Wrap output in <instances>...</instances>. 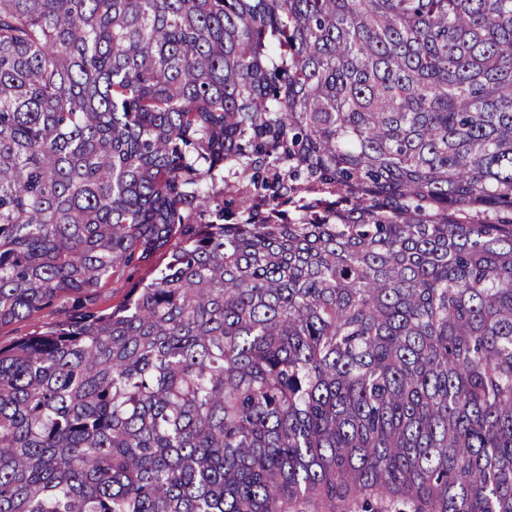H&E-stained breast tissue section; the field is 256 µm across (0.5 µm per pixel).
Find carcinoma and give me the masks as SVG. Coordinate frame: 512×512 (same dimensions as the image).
Wrapping results in <instances>:
<instances>
[{"mask_svg": "<svg viewBox=\"0 0 512 512\" xmlns=\"http://www.w3.org/2000/svg\"><path fill=\"white\" fill-rule=\"evenodd\" d=\"M68 300L0 512H512V0H0V328Z\"/></svg>", "mask_w": 512, "mask_h": 512, "instance_id": "cac0c4a2", "label": "carcinoma"}]
</instances>
